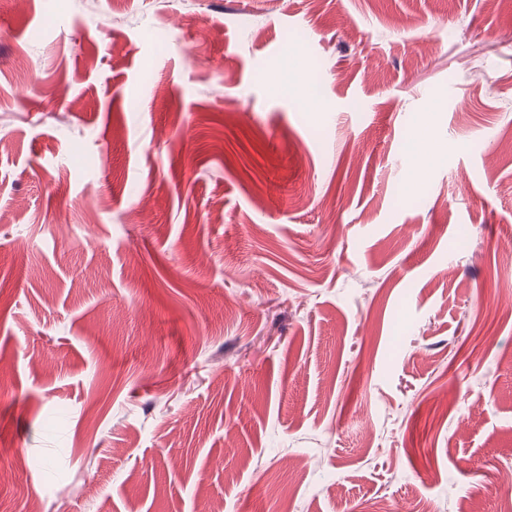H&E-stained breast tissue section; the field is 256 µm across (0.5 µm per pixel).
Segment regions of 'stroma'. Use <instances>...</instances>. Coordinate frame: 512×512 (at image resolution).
I'll return each instance as SVG.
<instances>
[{
	"label": "stroma",
	"instance_id": "1",
	"mask_svg": "<svg viewBox=\"0 0 512 512\" xmlns=\"http://www.w3.org/2000/svg\"><path fill=\"white\" fill-rule=\"evenodd\" d=\"M1 466L0 512H503L512 7L0 0Z\"/></svg>",
	"mask_w": 512,
	"mask_h": 512
}]
</instances>
